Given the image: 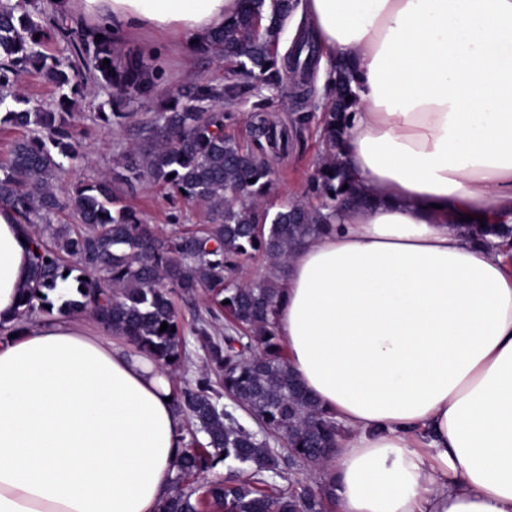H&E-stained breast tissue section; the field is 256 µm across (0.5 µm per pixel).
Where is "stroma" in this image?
<instances>
[{
    "instance_id": "1",
    "label": "stroma",
    "mask_w": 512,
    "mask_h": 512,
    "mask_svg": "<svg viewBox=\"0 0 512 512\" xmlns=\"http://www.w3.org/2000/svg\"><path fill=\"white\" fill-rule=\"evenodd\" d=\"M113 43L114 64H122L130 54L144 58L153 74L152 88L147 96L132 105L134 117L126 125H107L96 120L95 115L111 111V98L92 74H85L87 89L73 107L71 119L82 149L76 158L65 160L63 185L90 182L119 170L125 147L140 142L147 123L159 108L168 105L173 90L199 83L222 85L236 78L227 62L197 52L186 53L175 42L153 32L120 36L114 38ZM326 100V94H317L316 106L311 110L312 120L298 128L287 153L275 159L276 181L266 199L267 205L276 206L288 199L316 205V198L308 191V183L325 156L316 117L320 113V105ZM223 110L225 137L244 144L251 138V126L247 120L249 113L268 112L285 123L291 121L297 108L280 89L265 86L224 105ZM117 197L121 205L131 207L144 223L160 233L169 232L177 222L202 224L207 218L204 206H185L173 199L167 190L152 184L139 185L133 191L119 188Z\"/></svg>"
}]
</instances>
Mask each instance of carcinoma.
Returning a JSON list of instances; mask_svg holds the SVG:
<instances>
[{"label": "carcinoma", "instance_id": "cac0c4a2", "mask_svg": "<svg viewBox=\"0 0 512 512\" xmlns=\"http://www.w3.org/2000/svg\"><path fill=\"white\" fill-rule=\"evenodd\" d=\"M242 3L200 51L260 75L268 86L278 84L286 68L294 93L309 100L308 64L300 63V56L316 46L312 32L305 31L291 52L282 57L277 52L296 0ZM100 35L78 42L59 19L48 27L42 11L17 16L15 8L0 4V125L28 129L0 163V206L14 211L37 251L14 323L6 328L0 322V331L49 318L55 309L70 317L89 314L173 372L188 367L187 336H192L204 352L206 371L176 387V409L188 427L177 477L160 512H328L330 492L323 484L264 490L270 481L286 479L287 462L311 470L323 466L340 433L333 414L290 369L272 320L278 274L290 254L332 226L336 206L367 202L340 160L348 114L356 105L347 100L354 96V75L344 65L334 68V99L322 109L318 129L326 155L311 183L322 200L318 208L298 200L264 206L273 186L271 160L288 150L290 129L254 112L249 120L257 137L251 146L224 137V112L211 103L234 101L251 90L240 83L176 91L174 106L155 113L145 142L123 153L122 170L61 194L54 185L63 170L61 158L72 159L81 148L67 112L71 98L83 93V83L72 82L79 71L71 57L83 59L97 80L112 87L113 111L96 113L104 123L124 124L133 117L125 108L151 87L139 56L120 68L104 64L115 48L109 33ZM52 37L68 55L43 51ZM32 70L55 84L58 110H43L20 91L22 76ZM114 181L131 189L144 182L161 185L175 198L205 206L209 223L200 229L177 224L159 234L132 209L116 206ZM61 214L77 224L52 225ZM255 253L269 258L272 269L242 284L234 275ZM200 288L208 291L207 316L188 327L173 297H192ZM220 464L236 477L196 484Z\"/></svg>", "mask_w": 512, "mask_h": 512}]
</instances>
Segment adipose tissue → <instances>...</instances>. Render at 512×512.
I'll return each instance as SVG.
<instances>
[{
    "label": "adipose tissue",
    "mask_w": 512,
    "mask_h": 512,
    "mask_svg": "<svg viewBox=\"0 0 512 512\" xmlns=\"http://www.w3.org/2000/svg\"><path fill=\"white\" fill-rule=\"evenodd\" d=\"M122 35L204 42L241 0H75ZM323 73L353 65L341 162L369 197L299 246L273 329L341 431L334 512H512V0H300ZM0 207V321L29 280ZM174 381L83 317L0 334V512H159Z\"/></svg>",
    "instance_id": "1"
}]
</instances>
